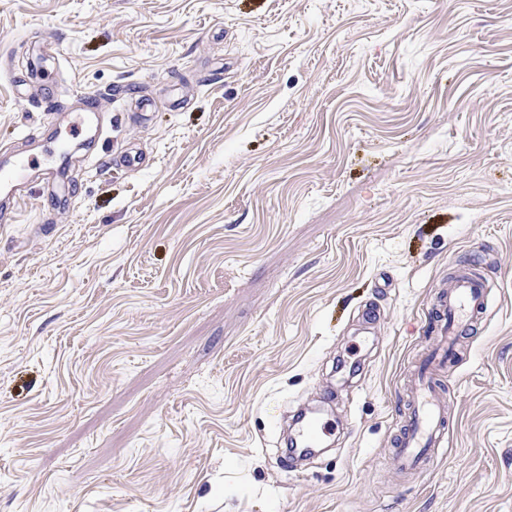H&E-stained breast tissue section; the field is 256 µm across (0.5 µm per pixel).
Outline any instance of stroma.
<instances>
[{"instance_id":"obj_1","label":"stroma","mask_w":512,"mask_h":512,"mask_svg":"<svg viewBox=\"0 0 512 512\" xmlns=\"http://www.w3.org/2000/svg\"><path fill=\"white\" fill-rule=\"evenodd\" d=\"M92 90L145 162L0 225V512H512V0H0V149ZM458 266L489 309L401 475ZM488 284L474 270L456 268L451 284L437 298L430 313L435 347L420 361L409 380L412 404L394 448L401 472L423 469L443 450L448 452V405L442 402L438 373L455 355L461 336L486 311ZM297 435L295 439L300 444L304 445L303 451L316 446V443L322 435L329 434L330 428L327 422H322L316 417L300 419L298 421Z\"/></svg>"}]
</instances>
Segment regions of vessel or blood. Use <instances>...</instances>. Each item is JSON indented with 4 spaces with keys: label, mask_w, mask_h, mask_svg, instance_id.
<instances>
[{
    "label": "vessel or blood",
    "mask_w": 512,
    "mask_h": 512,
    "mask_svg": "<svg viewBox=\"0 0 512 512\" xmlns=\"http://www.w3.org/2000/svg\"><path fill=\"white\" fill-rule=\"evenodd\" d=\"M56 167L41 166L39 160L9 150L0 152V223H11L19 207L20 191L32 176L54 184V174L69 165L66 146L55 152ZM488 284L474 270L459 267L451 274V284L437 298L430 313V333L436 338L434 348L420 361L409 380L412 404L394 450L399 471L417 470L430 464L448 444V406L442 400L439 372L456 353L461 336L467 334L485 312ZM328 423L318 418L300 420L296 440L313 448L329 434Z\"/></svg>",
    "instance_id": "vessel-or-blood-1"
}]
</instances>
